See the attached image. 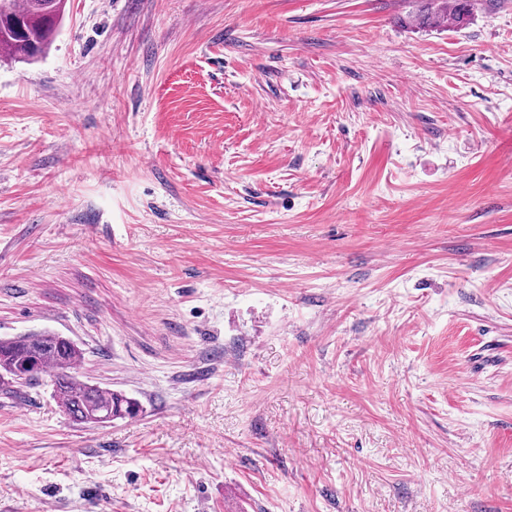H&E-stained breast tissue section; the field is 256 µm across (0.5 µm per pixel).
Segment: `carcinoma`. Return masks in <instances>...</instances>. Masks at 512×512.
<instances>
[{
    "label": "carcinoma",
    "instance_id": "cac0c4a2",
    "mask_svg": "<svg viewBox=\"0 0 512 512\" xmlns=\"http://www.w3.org/2000/svg\"><path fill=\"white\" fill-rule=\"evenodd\" d=\"M436 5L432 17L459 25L471 16L481 0H428ZM65 0H8L0 11V54L24 59L41 55L63 18ZM84 353L73 341L51 332H34L0 339V384L17 383L15 374L30 372L32 378L50 376L54 397L71 419L97 423L103 412L112 418H134L137 400L119 391L88 384L77 375Z\"/></svg>",
    "mask_w": 512,
    "mask_h": 512
}]
</instances>
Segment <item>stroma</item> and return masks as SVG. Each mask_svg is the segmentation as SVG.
Returning a JSON list of instances; mask_svg holds the SVG:
<instances>
[{
    "mask_svg": "<svg viewBox=\"0 0 512 512\" xmlns=\"http://www.w3.org/2000/svg\"><path fill=\"white\" fill-rule=\"evenodd\" d=\"M67 0L0 57V512H512V0ZM429 5H436L433 12L428 13L426 19L432 17L442 22H449L451 25H460L464 20L471 16L479 2L484 0H452L448 3L447 0H426ZM435 2H439L435 4ZM83 359L82 349L73 341L48 331L0 339V384L23 386L49 375L54 397L73 421L99 424L96 417L103 412L112 413V419L136 417L140 412L137 400L79 378L76 370ZM17 372L33 375L19 382L14 378Z\"/></svg>",
    "mask_w": 512,
    "mask_h": 512,
    "instance_id": "stroma-1",
    "label": "stroma"
}]
</instances>
